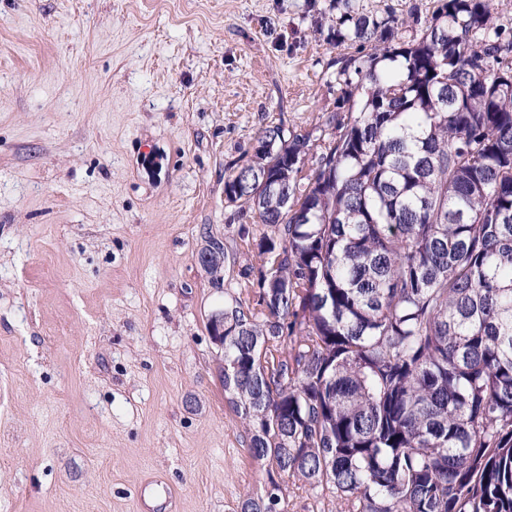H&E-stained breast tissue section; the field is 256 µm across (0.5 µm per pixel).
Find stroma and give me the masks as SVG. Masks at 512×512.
Wrapping results in <instances>:
<instances>
[{"label": "stroma", "instance_id": "stroma-1", "mask_svg": "<svg viewBox=\"0 0 512 512\" xmlns=\"http://www.w3.org/2000/svg\"><path fill=\"white\" fill-rule=\"evenodd\" d=\"M331 0H0V512H237L265 465L208 320L263 316L224 181L259 130L329 142ZM426 18L438 0H354ZM218 272L199 266L208 237Z\"/></svg>", "mask_w": 512, "mask_h": 512}]
</instances>
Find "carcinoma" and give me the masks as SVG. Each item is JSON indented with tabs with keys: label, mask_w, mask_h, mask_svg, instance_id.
Listing matches in <instances>:
<instances>
[{
	"label": "carcinoma",
	"mask_w": 512,
	"mask_h": 512,
	"mask_svg": "<svg viewBox=\"0 0 512 512\" xmlns=\"http://www.w3.org/2000/svg\"><path fill=\"white\" fill-rule=\"evenodd\" d=\"M412 39L333 0L332 137L258 132L224 181L275 228L263 321L224 303V395L264 493L344 512H512V33L491 0H439ZM288 354L280 356L284 343ZM284 498L282 506L285 512H340L334 498L317 499L313 493L298 489L291 483L284 486Z\"/></svg>",
	"instance_id": "1"
}]
</instances>
